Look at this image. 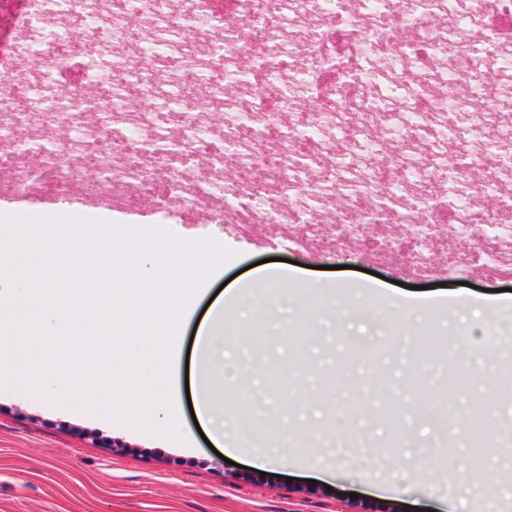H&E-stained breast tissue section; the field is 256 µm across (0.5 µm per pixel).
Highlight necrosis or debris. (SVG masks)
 <instances>
[{
  "label": "necrosis or debris",
  "instance_id": "necrosis-or-debris-1",
  "mask_svg": "<svg viewBox=\"0 0 512 512\" xmlns=\"http://www.w3.org/2000/svg\"><path fill=\"white\" fill-rule=\"evenodd\" d=\"M83 4L112 15L78 55L67 21ZM14 22L0 62L39 55L43 77L0 88V142L11 145L0 152V189L10 195L78 187L123 203L135 187L166 210L205 207L210 223L320 247L328 220L338 248L397 224L402 234L374 255L408 268L431 264L426 228L443 212L472 243L458 265L512 278L501 258L512 245L501 221L512 211V156L497 145L512 127L460 152L448 125L454 112L490 122L485 66L491 58L512 72V0H290L271 17L252 0L222 17L195 0H52L21 5ZM301 44L309 56L299 66ZM133 50L143 66L130 65ZM464 75L465 91L447 100ZM134 97L142 109L130 107ZM201 97L209 109L196 107ZM359 113L372 126H358ZM55 114L71 119L67 142L48 137ZM487 157L493 165L467 180Z\"/></svg>",
  "mask_w": 512,
  "mask_h": 512
}]
</instances>
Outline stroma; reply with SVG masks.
Segmentation results:
<instances>
[{
  "label": "stroma",
  "mask_w": 512,
  "mask_h": 512,
  "mask_svg": "<svg viewBox=\"0 0 512 512\" xmlns=\"http://www.w3.org/2000/svg\"><path fill=\"white\" fill-rule=\"evenodd\" d=\"M90 208L77 192L0 197V215L23 213L40 224ZM105 211L116 224H174L187 237L215 238L236 254L188 306L179 339L182 387L199 324L222 285L267 258L295 261L302 280L323 287L325 304L334 285L352 301L374 283L408 295L417 286L435 292L461 282L475 296L512 289V279L479 278L450 265L447 254L469 252L470 245L447 234L439 237L429 274L416 275L371 264L358 248L286 252L245 229L211 225L203 210L187 215L128 204ZM273 318L264 295H254L225 351L243 370L262 361L260 381L274 387V396L254 403L227 389L224 419L247 417L253 441L275 450L279 464L260 469L237 454L224 461L189 415L188 440L175 445L161 435L59 411L16 385L0 390V512H446L451 504L469 512L489 492L496 497L493 512H512V465L486 452L473 459L471 446L459 440L477 410L486 429L512 425V403L479 381L512 363V309L486 327L473 312L431 307L402 337L363 319L335 324L324 312L285 331ZM465 341L481 350L467 366L458 360ZM284 376L294 387L281 388ZM387 403L392 413L378 419ZM385 482L395 492H382Z\"/></svg>",
  "instance_id": "obj_1"
}]
</instances>
